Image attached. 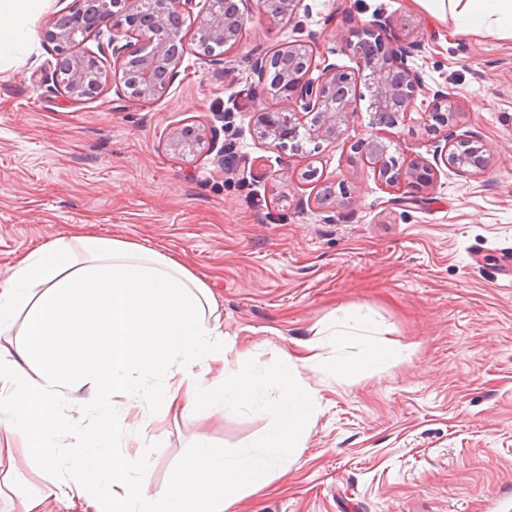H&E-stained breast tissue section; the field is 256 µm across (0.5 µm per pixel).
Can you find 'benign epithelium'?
<instances>
[{
  "instance_id": "benign-epithelium-1",
  "label": "benign epithelium",
  "mask_w": 512,
  "mask_h": 512,
  "mask_svg": "<svg viewBox=\"0 0 512 512\" xmlns=\"http://www.w3.org/2000/svg\"><path fill=\"white\" fill-rule=\"evenodd\" d=\"M301 0H256L259 12L276 18L291 16ZM196 6V0H74V8L55 16L44 31L46 41L55 44L57 64L45 75L73 101L97 94L107 79L103 61L116 60L122 68L130 59L137 60L140 85L128 80L116 84L117 93L131 90V95L150 99L175 79L183 60V43L179 22L184 13ZM198 25L212 39L236 46L245 30V15L238 0H205L198 16ZM112 23L107 41L100 40L97 51L68 55V46L85 37L83 29L100 38L102 27ZM388 25L381 16L362 24L346 39L343 52L356 68L341 70L333 64L321 68L312 77L313 68L305 67L292 73L281 84L278 97L282 106L254 113L253 130L269 148L286 150L288 144L306 139L311 142L334 141L340 134L339 121L353 111L355 88L368 84L374 128H394L407 116L418 93L431 98L425 115L428 128H445L447 165L462 169H484L488 160L479 147L465 141H455L452 127L460 110L448 92L425 86L418 74L407 64L410 51L393 45L387 38ZM136 36L137 44L128 43ZM206 132L186 125L173 132L169 147L175 152L195 151L206 142ZM354 150L365 168L374 177L391 187L404 185L416 192L428 188L436 176L435 169L423 161L393 167L388 147L372 135L357 142ZM337 198V204L350 207L357 198L350 189L339 183V190L328 189L323 201Z\"/></svg>"
}]
</instances>
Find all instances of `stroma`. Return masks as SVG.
Masks as SVG:
<instances>
[{
	"mask_svg": "<svg viewBox=\"0 0 512 512\" xmlns=\"http://www.w3.org/2000/svg\"><path fill=\"white\" fill-rule=\"evenodd\" d=\"M73 0H48L28 22L29 42L0 63V279L28 252L83 232L121 237L178 256L205 280L230 341L223 372L259 378L250 406L210 418L116 410L100 447L125 464L129 483L162 491L199 444L233 457L274 420V372L286 368L314 391L317 414L301 448L279 461L263 490L237 512H512V35L455 32L415 0H301L284 20L246 0L236 47L206 53L197 20L182 28L186 53L165 91L142 102L105 83L72 101L42 71L55 48L43 29ZM392 41L414 45L409 66L462 109L456 135L484 149V171L448 167L441 136L427 135L429 100L417 96L382 140L399 161L436 170L418 202L378 181L351 146L371 136L367 100L335 142L302 151L266 148L254 111L279 108L253 71L257 58L292 41L345 68L342 47L375 14ZM216 130L212 150L175 153L181 125ZM345 181L355 208L322 203ZM369 319L366 336H339L344 315ZM400 356L358 375L288 361L300 344L352 361L366 340ZM58 411L70 428L45 466L31 436L10 439L16 469L0 512L70 478L79 438L100 415L92 402Z\"/></svg>",
	"mask_w": 512,
	"mask_h": 512,
	"instance_id": "stroma-1",
	"label": "stroma"
}]
</instances>
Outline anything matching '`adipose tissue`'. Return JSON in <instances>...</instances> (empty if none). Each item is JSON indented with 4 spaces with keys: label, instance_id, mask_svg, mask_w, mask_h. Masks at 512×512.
Here are the masks:
<instances>
[{
    "label": "adipose tissue",
    "instance_id": "adipose-tissue-1",
    "mask_svg": "<svg viewBox=\"0 0 512 512\" xmlns=\"http://www.w3.org/2000/svg\"><path fill=\"white\" fill-rule=\"evenodd\" d=\"M47 0H0V60L27 41L28 18ZM462 30L498 27L512 34V0H420ZM224 321L211 287L177 258L122 238L75 235L24 256L0 281V474L14 459L9 438L32 434L45 461L66 427L58 413L64 393L89 389L108 432L115 406L148 407L198 419L232 398L254 399L255 374L243 370L205 383L200 366L224 363ZM397 350L368 342L354 362L308 352L302 363L350 374L396 359ZM154 378L146 393L131 374ZM279 399L267 410L275 426L261 452L227 458L201 447L162 491L127 485L117 456L87 452L71 477L45 494L22 497L18 512H53V504L82 499L94 512H226L239 496L267 485L272 454L302 444L315 413L311 390L278 372Z\"/></svg>",
    "mask_w": 512,
    "mask_h": 512
}]
</instances>
